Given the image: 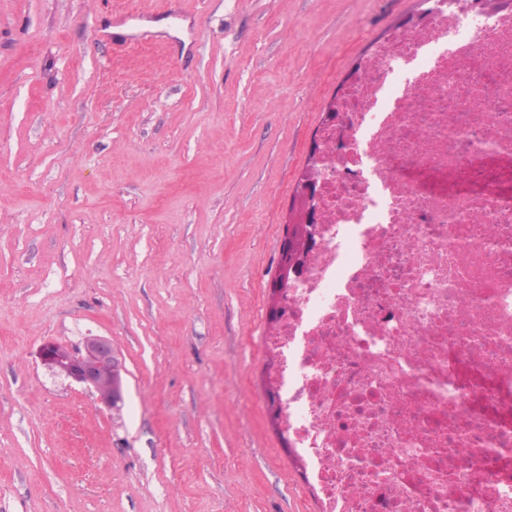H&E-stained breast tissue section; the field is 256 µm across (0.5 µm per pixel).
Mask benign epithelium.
Returning <instances> with one entry per match:
<instances>
[{"instance_id": "7a95c632", "label": "benign epithelium", "mask_w": 512, "mask_h": 512, "mask_svg": "<svg viewBox=\"0 0 512 512\" xmlns=\"http://www.w3.org/2000/svg\"><path fill=\"white\" fill-rule=\"evenodd\" d=\"M320 161L318 148L311 149L308 171L298 179L296 209L288 216V223H310V215L316 201L317 164ZM297 255L296 239L285 235L280 249V260L276 278L272 284L270 312H275L286 291L293 287ZM41 363L51 372L63 375L85 389L99 395L101 403L115 406L123 399V376L125 367L112 349L111 342L103 337L85 338L82 348L69 349L55 342L44 343L39 350Z\"/></svg>"}]
</instances>
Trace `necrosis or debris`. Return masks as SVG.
<instances>
[{"instance_id":"4bbe7bcc","label":"necrosis or debris","mask_w":512,"mask_h":512,"mask_svg":"<svg viewBox=\"0 0 512 512\" xmlns=\"http://www.w3.org/2000/svg\"><path fill=\"white\" fill-rule=\"evenodd\" d=\"M339 111L261 347L300 488L317 512H512V0H431Z\"/></svg>"}]
</instances>
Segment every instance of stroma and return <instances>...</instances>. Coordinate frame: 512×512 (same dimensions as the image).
<instances>
[{
    "mask_svg": "<svg viewBox=\"0 0 512 512\" xmlns=\"http://www.w3.org/2000/svg\"><path fill=\"white\" fill-rule=\"evenodd\" d=\"M422 0H0V512H316L265 410L322 114ZM109 339L123 400L38 350ZM320 161L319 150L311 149L308 171L298 179L296 209L288 216V223L310 224V215L316 201V176L319 175L317 164Z\"/></svg>",
    "mask_w": 512,
    "mask_h": 512,
    "instance_id": "1",
    "label": "stroma"
}]
</instances>
